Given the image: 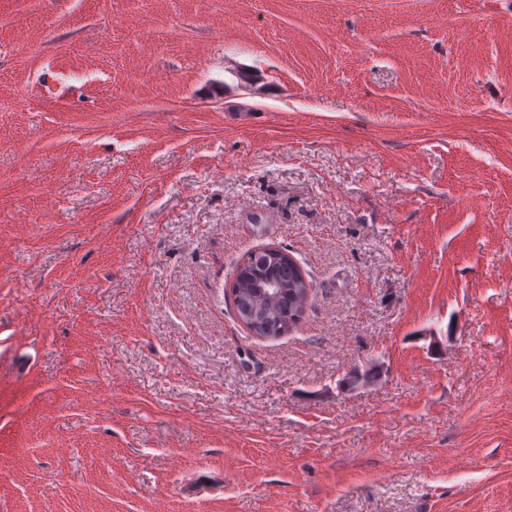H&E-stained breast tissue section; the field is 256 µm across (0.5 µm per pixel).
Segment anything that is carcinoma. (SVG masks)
<instances>
[{
	"mask_svg": "<svg viewBox=\"0 0 512 512\" xmlns=\"http://www.w3.org/2000/svg\"><path fill=\"white\" fill-rule=\"evenodd\" d=\"M275 285L268 292V283ZM312 285L295 258L252 253L236 269L232 295L238 319L261 338L276 339L300 323Z\"/></svg>",
	"mask_w": 512,
	"mask_h": 512,
	"instance_id": "1",
	"label": "carcinoma"
}]
</instances>
